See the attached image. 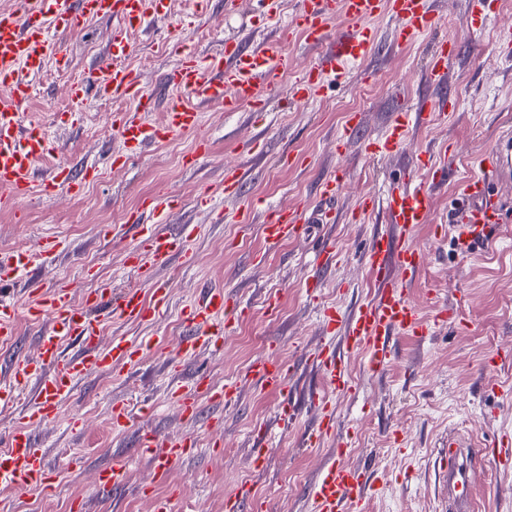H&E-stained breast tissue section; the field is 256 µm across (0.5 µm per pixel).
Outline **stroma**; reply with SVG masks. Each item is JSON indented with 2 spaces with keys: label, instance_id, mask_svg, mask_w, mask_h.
<instances>
[{
  "label": "stroma",
  "instance_id": "35a3bbf8",
  "mask_svg": "<svg viewBox=\"0 0 512 512\" xmlns=\"http://www.w3.org/2000/svg\"><path fill=\"white\" fill-rule=\"evenodd\" d=\"M168 14L154 26L122 30L99 18L75 34L59 38L63 62L49 60L33 81L23 107L50 131L55 150L40 162L45 173L59 164L75 171L94 167L81 195L60 191L18 201L0 193V254L13 250L17 228H24L31 264L21 285L0 288V296L21 298L23 290L73 288L75 300L107 283L113 292L150 285L126 265L137 237H122L112 227L125 225L141 199L167 193L177 198L161 231L188 236V254L176 257L159 276L168 283V304L154 323H126L113 318L103 325L101 342L125 336L145 343L141 360L83 380L65 400L59 418L41 426L37 444L53 475L49 489L17 491L0 484V512H40L52 500L56 512H70L81 501L85 512H147L142 488L171 496L172 512H225L226 494L249 484L263 512H312L311 489L321 472L337 459L344 443L345 461L371 475L368 512H444L446 478L439 459L452 433L469 434L493 446L512 439V222L496 224L487 239L460 250L448 224L458 182L473 162L490 149L502 131L512 129V58L498 53L499 33L512 26V0H497L495 14L481 32L465 24L469 0H430L439 23L407 44L398 43L394 23L382 16L372 22L376 47L343 82L326 85L311 102H292L281 89L268 90L266 111L243 108L220 112L203 106L205 123L194 133H179L110 166L123 143L104 116L125 110L123 102L95 96L72 102L69 87L106 62L112 39L123 35L133 46L126 63L154 97L149 117L159 122L174 64L167 43L180 36L202 55L225 42L272 43L278 33L262 18L255 0H237L225 11L224 0H167ZM453 38L457 55L448 62L447 88L426 79L427 61L442 39ZM447 93L453 102L425 126L411 127L400 148L371 157L367 140L379 136L402 109L415 108L426 96ZM362 119L359 134L336 148V134L349 113ZM207 140L208 152L197 166L182 159ZM449 144L447 180L430 184L433 221L418 227L413 244L427 255L407 294L436 323L424 336L396 335L391 361L373 371L364 353L347 357L351 389L331 393L324 373L313 362L318 348L344 351V331L330 328L325 312L336 308L343 320L369 301L375 291L366 249L378 237H396L384 212H361L366 196L383 197L417 155ZM238 168L243 185L223 198V218L199 208L206 187L224 180L225 167ZM343 174L336 201L342 221L310 224L304 234L269 246L263 224L270 211L315 206L323 181ZM55 235L67 243L56 260L42 261L40 240ZM334 246L335 260L322 251ZM322 285L308 296V279ZM221 287L248 306L251 315L232 323L219 350L192 357L179 354L185 331L183 309L200 299L203 289ZM276 294L281 305L267 315L264 299ZM452 317L441 322L440 310ZM278 354L292 373L287 394L262 388L249 374L252 362ZM206 376L215 387L232 381L237 399L220 407L201 402L196 421L184 420L171 400L176 383ZM326 396L336 414V432L317 448L304 437L320 419L318 396ZM149 407L137 425L113 430L114 402ZM294 413L291 425L278 416L282 405ZM161 437H194L199 451L177 464L166 482H155L151 463L136 454L140 430ZM221 434L219 452L208 451ZM262 448L264 462L249 457ZM118 465L125 476L116 488H96L99 468ZM475 512H512V462L477 470L472 483Z\"/></svg>",
  "mask_w": 512,
  "mask_h": 512
}]
</instances>
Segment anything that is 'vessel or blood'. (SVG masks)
<instances>
[{"mask_svg":"<svg viewBox=\"0 0 512 512\" xmlns=\"http://www.w3.org/2000/svg\"><path fill=\"white\" fill-rule=\"evenodd\" d=\"M166 0H26L23 11L0 12V85L7 92L0 97V190L20 198L32 193L52 195L64 188L78 192L81 181L65 165H57L49 178L35 183L34 173L39 162L54 150V142L40 124L26 118L21 109L31 88L32 75L40 73L47 61L59 57L61 49L53 39L54 32L74 33L93 17L108 16L126 28L142 26L147 18L164 14ZM266 22L281 27L282 38L301 34L306 46L320 50L317 63L290 87L293 99H312L317 89L328 81L342 80L352 65L362 62L374 44L371 19L386 15L396 24L400 41L408 42L431 32L437 18L428 0H300L288 24H281V0H258ZM345 18L350 29L335 32L338 18ZM452 39L440 41L431 52L427 76L433 83H443L447 77L448 60L453 55ZM176 64L168 74L171 92L167 99L166 118L161 124H148L117 113L112 118L123 140L126 156L139 154L149 145L161 142L176 132L198 129L202 121L200 104L234 112L240 105L253 111L267 108L265 89L279 86L281 64L270 45L244 49L234 43L224 46L220 55L202 56L184 47L182 41L171 44ZM133 51L121 37L112 41V61L95 67L82 80L69 88L71 98L82 102L91 94L123 101H135L138 111H149L147 97L141 89L137 72L124 63ZM439 99L431 98L418 104L415 111L395 114L384 135L369 141L368 155L377 157L391 153L402 144L409 125L427 121L440 111ZM448 175V150L440 148L437 155L417 156L408 176L390 185L383 199L365 198L363 211L383 208L390 223L399 230L397 239L375 240L367 253V264L375 276V296L362 304L350 321H342L336 311H329L328 324L343 327L347 346L365 353L372 367L383 368L391 356L395 334L425 333L426 323L419 307L406 295V285L424 264L423 252L411 242L418 225L432 220L431 195L427 180H440ZM512 180V136L504 135L496 146L482 154L472 173L458 184V204L448 214L449 223L459 231L460 243L485 237L489 225L502 224L506 216L497 187ZM241 181L237 168L224 170V182L219 189H204L199 204L212 208L219 197L234 195ZM342 190V179L334 175L321 187V196L329 206L319 215L328 223L335 214L330 203ZM172 196L155 194L141 200L132 215L139 228L136 247L127 255L130 266L151 280L153 302H146L139 290L113 293L103 286L86 294L83 303H75L71 287L62 286L38 295H26L21 302H0V343H13L18 335L21 317L39 319L51 314L50 326L39 340L40 357L32 361L21 357L10 366V379L0 382V406L18 403L25 387H32L34 403L26 409L24 424L0 439V482L20 491L47 488L50 470L45 457L36 448L34 432L43 423L54 419L60 402L90 373L108 371L112 367L131 364L142 348L130 341L113 338L101 345L104 316L131 323L150 320L154 304L163 303L167 294L165 281L156 273L171 261L184 255L182 237L159 232L151 220L172 212ZM307 222L302 212L284 209L273 215L265 225L270 245L300 235ZM28 254H16L0 260V281L16 280L29 265ZM243 310L223 289H209L202 301L192 304L185 312L186 332L181 339V354L192 356L203 350L217 349L224 343L230 320L242 319ZM79 341L81 350L73 357L64 356L65 341ZM315 362L324 372L331 389L347 388L349 376L343 359L335 351L322 348ZM251 373L264 387L281 392L286 388L287 371L275 359H263L253 364ZM237 387L225 385L218 392H209L204 379H197L193 388L174 387L171 398L181 415L195 419L200 395L228 404L235 400ZM336 416L333 409L323 407L319 425L305 436L307 447L319 445L324 436L333 434ZM138 446L154 463L157 480H164L170 469L181 462L196 443L189 438L164 440L146 431ZM487 457L485 446L474 438L452 437L440 464L448 474V512H474L468 495L474 471ZM369 473L346 463L336 462L323 470L312 488L313 512H367Z\"/></svg>","mask_w":512,"mask_h":512,"instance_id":"obj_1","label":"vessel or blood"}]
</instances>
